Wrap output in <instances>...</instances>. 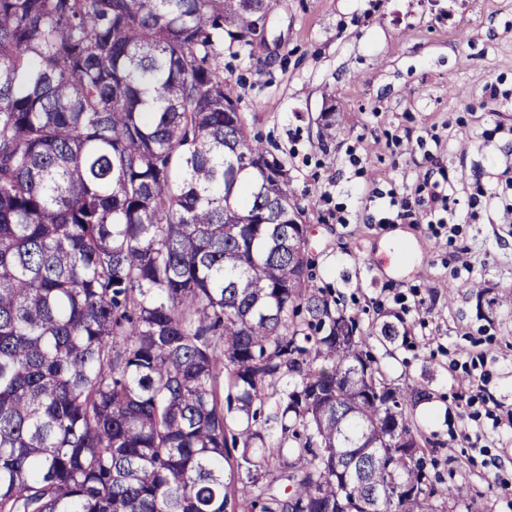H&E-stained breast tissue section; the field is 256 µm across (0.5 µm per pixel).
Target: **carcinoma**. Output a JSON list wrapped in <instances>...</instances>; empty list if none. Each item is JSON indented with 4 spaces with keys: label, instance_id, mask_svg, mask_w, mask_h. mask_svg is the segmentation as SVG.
<instances>
[{
    "label": "carcinoma",
    "instance_id": "obj_1",
    "mask_svg": "<svg viewBox=\"0 0 512 512\" xmlns=\"http://www.w3.org/2000/svg\"><path fill=\"white\" fill-rule=\"evenodd\" d=\"M271 3L0 0V512L459 499L224 84Z\"/></svg>",
    "mask_w": 512,
    "mask_h": 512
}]
</instances>
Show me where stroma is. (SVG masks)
<instances>
[{
    "label": "stroma",
    "mask_w": 512,
    "mask_h": 512,
    "mask_svg": "<svg viewBox=\"0 0 512 512\" xmlns=\"http://www.w3.org/2000/svg\"><path fill=\"white\" fill-rule=\"evenodd\" d=\"M224 81L251 136L282 160L305 209L315 285L363 329L404 327L374 343L389 383L427 387L415 418L443 479L462 485L448 512H512V495L471 466L453 438L498 455L512 478V428L464 427L452 395L469 392L465 363L489 344L487 390L512 412V140L479 146L491 120L512 127V0H274L264 41L224 49ZM335 134L320 139L326 112ZM361 158L368 179L354 175ZM466 200L474 183L500 203L474 224L383 223L373 192L414 195L428 170ZM345 223H337V206ZM456 296H449V289Z\"/></svg>",
    "instance_id": "35a3bbf8"
}]
</instances>
